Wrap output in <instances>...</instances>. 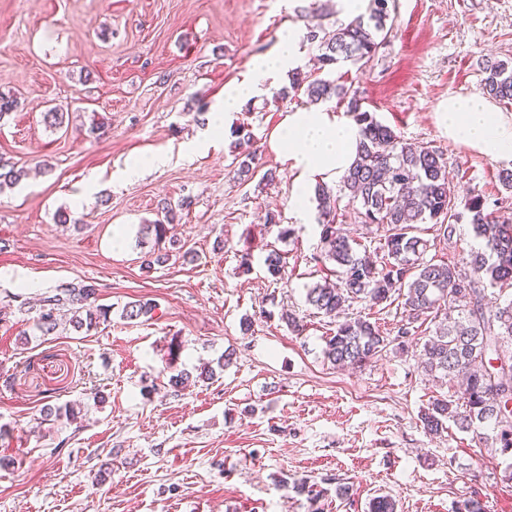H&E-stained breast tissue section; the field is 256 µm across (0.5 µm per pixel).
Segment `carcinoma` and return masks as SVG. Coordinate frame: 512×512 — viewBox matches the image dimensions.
Segmentation results:
<instances>
[{
  "mask_svg": "<svg viewBox=\"0 0 512 512\" xmlns=\"http://www.w3.org/2000/svg\"><path fill=\"white\" fill-rule=\"evenodd\" d=\"M369 14L360 15L332 31L320 24L307 27V40L318 43L320 77L298 68L288 74V84L276 99L286 102L298 94L308 102L337 100L346 105L358 128L359 150L352 166L340 180L339 195L324 184L315 188L319 212L320 238L327 246L317 261L333 265L336 281L316 283L307 289V302L318 313L335 321L333 335L326 338L324 357L333 365L360 366L381 355L395 343L403 349L413 343L410 325L421 320L435 325L432 336L423 345V368L431 376L462 378L463 404L446 398L434 399L421 414L425 432L438 435L453 421L463 430L489 427L500 451H512V412L506 404L512 400V372H491L492 355L507 358L512 367V301L488 305L484 285L512 288V220L500 218L487 209V199L471 191L464 199L448 190V162L442 151L424 144L405 141L392 127L378 121L365 109L363 99L346 82L331 77L342 62L367 65L392 32L389 0H370ZM483 90L502 101H512V66L505 61L487 62ZM234 140L233 163L237 178L250 182L257 174L258 148L250 126L241 123L231 131ZM22 170L0 164V190L19 182ZM359 203L355 218L367 226L385 229L384 243L375 256L359 251L338 222L342 196ZM184 198L177 206L161 205V218L142 225L139 233L152 235L156 242L166 238L167 224L175 209L190 208ZM467 219L481 247L469 255L473 276L467 277L455 262L426 259L428 241L416 234L417 225L432 224L437 236L453 238L456 225ZM267 272L278 277L284 268V256L277 250L265 258ZM403 299L408 324L398 327L395 336L383 334L366 317L341 318L354 302L369 307L381 306L393 297ZM469 297V305L459 309L456 318L450 308L459 297ZM67 310L69 322L77 329L92 331L109 322L110 309L96 304V288L83 281L46 293L40 299L35 324L42 336L57 333L59 313ZM151 302H131L124 308V318L137 320L153 315ZM45 418L60 415L75 421L81 407L69 402L62 407L46 405ZM292 489L313 502L324 496V489L306 480L293 482Z\"/></svg>",
  "mask_w": 512,
  "mask_h": 512,
  "instance_id": "1",
  "label": "carcinoma"
}]
</instances>
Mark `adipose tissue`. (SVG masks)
I'll list each match as a JSON object with an SVG mask.
<instances>
[{"label":"adipose tissue","mask_w":512,"mask_h":512,"mask_svg":"<svg viewBox=\"0 0 512 512\" xmlns=\"http://www.w3.org/2000/svg\"><path fill=\"white\" fill-rule=\"evenodd\" d=\"M302 41L299 28L283 29L273 51L257 58L250 73L225 90L223 103L211 112L193 148H205L216 140L224 131L227 113L239 111L258 96L265 82L295 69L303 54ZM437 124L453 143L497 160L512 161V117L480 94L452 95L441 101ZM358 144L357 126L344 111L318 105L285 114L269 146L294 173L289 205L301 223H310L313 217L314 185L342 177L357 156Z\"/></svg>","instance_id":"ef3b65f1"}]
</instances>
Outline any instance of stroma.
Returning <instances> with one entry per match:
<instances>
[{
    "label": "stroma",
    "mask_w": 512,
    "mask_h": 512,
    "mask_svg": "<svg viewBox=\"0 0 512 512\" xmlns=\"http://www.w3.org/2000/svg\"><path fill=\"white\" fill-rule=\"evenodd\" d=\"M310 3L0 0V93L19 100L0 126V159L24 170L0 192V512H313L288 487L300 478L326 488L323 512H369L379 496L396 512H454L469 496L512 512V455L491 429L452 424L433 437L420 421L433 399L461 396L422 367L433 325H416L412 348L388 346L359 368L323 355L334 326L306 301L324 279L320 227L295 218L292 175L267 147L305 97L285 105L260 95L230 113L215 145L184 152L203 129L197 110L212 112L282 29L311 24ZM391 15L373 60L339 75L377 120L442 150L459 195L479 190L490 211L512 218L503 161L452 143L436 121L448 95L481 92L485 61H512V0H394ZM52 105L68 112L63 127L44 122ZM94 121L103 132L89 134ZM242 122L272 182L239 183L229 130ZM155 152L168 154L165 167L124 180L129 156ZM187 196L172 232L189 257L143 269L154 241L138 240L140 225ZM61 210L73 223H56ZM270 212L295 228L292 239L265 227ZM420 235L438 260L480 246L465 221L449 241L430 224ZM273 249L286 257L277 280L264 264ZM24 276L33 284L18 288ZM75 281L95 286L110 323L35 335L41 294ZM140 299L155 303L154 317L123 318ZM285 309L302 333L281 321ZM174 338L177 369L197 371L228 349L233 362L173 391L163 370ZM70 400L85 405L80 423L43 421L44 405ZM103 466L108 476L95 482Z\"/></svg>",
    "instance_id": "1"
}]
</instances>
